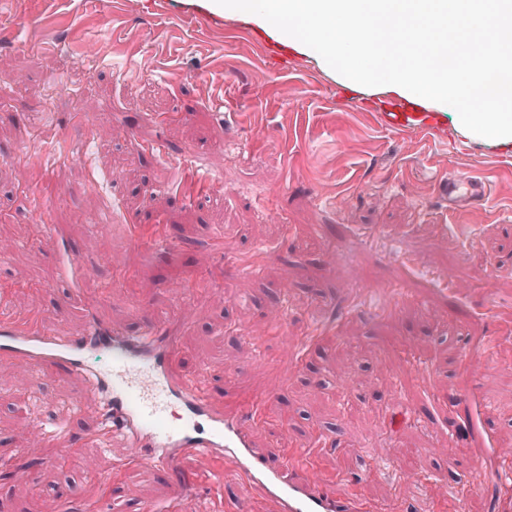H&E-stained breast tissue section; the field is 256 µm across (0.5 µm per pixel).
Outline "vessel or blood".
<instances>
[{"label": "vessel or blood", "mask_w": 512, "mask_h": 512, "mask_svg": "<svg viewBox=\"0 0 512 512\" xmlns=\"http://www.w3.org/2000/svg\"><path fill=\"white\" fill-rule=\"evenodd\" d=\"M339 95L356 109L376 113L391 128L449 136L438 114L423 104L380 105L347 86L340 87ZM183 327L178 319L162 316L131 331L93 315L85 335L74 337L60 326L47 328L1 314L0 359L37 373L62 366L80 375L102 400L98 435L111 436L131 461L174 469L190 456L217 457L261 486L281 512H361L354 499L337 496L320 479L304 475L298 457L270 466L250 429L265 417L263 404L226 408L174 370ZM98 352L108 355V371L89 363V355Z\"/></svg>", "instance_id": "1"}]
</instances>
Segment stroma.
Instances as JSON below:
<instances>
[{
	"label": "stroma",
	"mask_w": 512,
	"mask_h": 512,
	"mask_svg": "<svg viewBox=\"0 0 512 512\" xmlns=\"http://www.w3.org/2000/svg\"><path fill=\"white\" fill-rule=\"evenodd\" d=\"M248 23L207 0H0L13 34L0 42V291L18 316L75 336L91 312L130 330L183 319L175 369L229 407L295 355L254 441L277 463L337 432L311 472L363 512H454L456 490L467 512H512V157L489 138L452 148L381 126L338 101L346 79L315 51L279 69L276 35ZM88 37L103 49L93 65L77 59ZM193 171L210 182L190 202ZM454 180L482 199L449 207ZM156 233L173 259L129 245ZM316 324L329 335L312 343ZM98 417L78 376L0 361V455L32 447L44 422L81 445L65 467L48 446L26 476L0 466V512H108L100 476L128 510L279 512L211 459L146 469L84 444ZM397 443L431 455L398 474Z\"/></svg>",
	"instance_id": "obj_1"
}]
</instances>
